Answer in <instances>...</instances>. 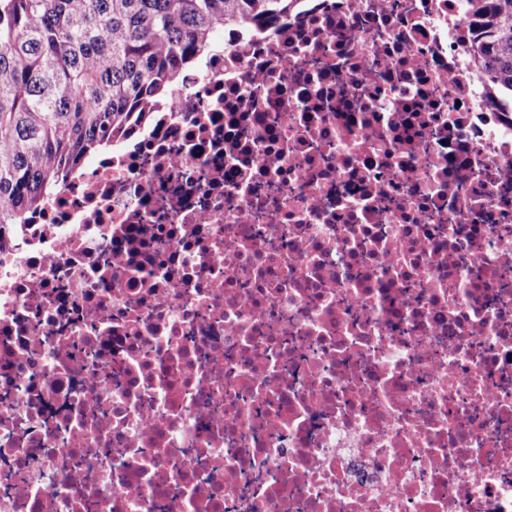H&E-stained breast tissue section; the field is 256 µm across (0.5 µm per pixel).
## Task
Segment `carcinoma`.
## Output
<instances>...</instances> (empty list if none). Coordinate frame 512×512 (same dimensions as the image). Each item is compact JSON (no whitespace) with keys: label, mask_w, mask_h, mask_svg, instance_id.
<instances>
[{"label":"carcinoma","mask_w":512,"mask_h":512,"mask_svg":"<svg viewBox=\"0 0 512 512\" xmlns=\"http://www.w3.org/2000/svg\"><path fill=\"white\" fill-rule=\"evenodd\" d=\"M294 0H0V232L215 47L213 33L288 17ZM469 51L512 115V0H467Z\"/></svg>","instance_id":"cac0c4a2"}]
</instances>
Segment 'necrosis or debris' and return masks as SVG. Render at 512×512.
Segmentation results:
<instances>
[{
  "instance_id": "1",
  "label": "necrosis or debris",
  "mask_w": 512,
  "mask_h": 512,
  "mask_svg": "<svg viewBox=\"0 0 512 512\" xmlns=\"http://www.w3.org/2000/svg\"><path fill=\"white\" fill-rule=\"evenodd\" d=\"M474 32L464 0L225 30L0 235V512H512V116Z\"/></svg>"
}]
</instances>
